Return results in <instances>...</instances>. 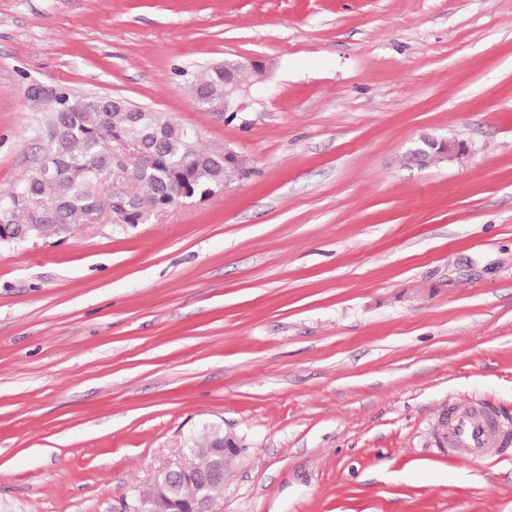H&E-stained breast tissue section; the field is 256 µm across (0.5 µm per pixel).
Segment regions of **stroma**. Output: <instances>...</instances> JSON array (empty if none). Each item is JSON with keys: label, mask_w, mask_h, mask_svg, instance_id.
Instances as JSON below:
<instances>
[{"label": "stroma", "mask_w": 512, "mask_h": 512, "mask_svg": "<svg viewBox=\"0 0 512 512\" xmlns=\"http://www.w3.org/2000/svg\"><path fill=\"white\" fill-rule=\"evenodd\" d=\"M250 59L231 121L180 75ZM36 84L250 172L0 246V512H138L208 424L244 448L219 512H512V458L431 440L451 400L512 421V0H0V196ZM425 134L468 151L407 165Z\"/></svg>", "instance_id": "stroma-1"}]
</instances>
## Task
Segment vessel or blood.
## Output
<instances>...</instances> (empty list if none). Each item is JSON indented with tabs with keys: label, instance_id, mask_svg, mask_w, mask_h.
<instances>
[{
	"label": "vessel or blood",
	"instance_id": "obj_1",
	"mask_svg": "<svg viewBox=\"0 0 512 512\" xmlns=\"http://www.w3.org/2000/svg\"><path fill=\"white\" fill-rule=\"evenodd\" d=\"M448 452L465 460H482L498 449L512 445V428L496 409L476 401L443 407Z\"/></svg>",
	"mask_w": 512,
	"mask_h": 512
}]
</instances>
